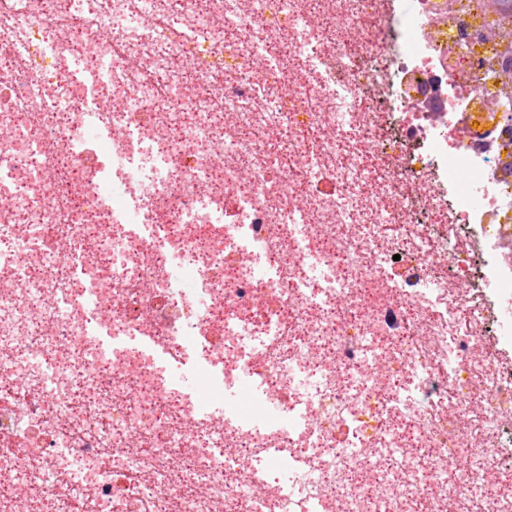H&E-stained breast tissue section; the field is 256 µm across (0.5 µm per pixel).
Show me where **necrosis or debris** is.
I'll list each match as a JSON object with an SVG mask.
<instances>
[{"instance_id": "1", "label": "necrosis or debris", "mask_w": 512, "mask_h": 512, "mask_svg": "<svg viewBox=\"0 0 512 512\" xmlns=\"http://www.w3.org/2000/svg\"><path fill=\"white\" fill-rule=\"evenodd\" d=\"M395 11L0 0V512H512V11Z\"/></svg>"}]
</instances>
